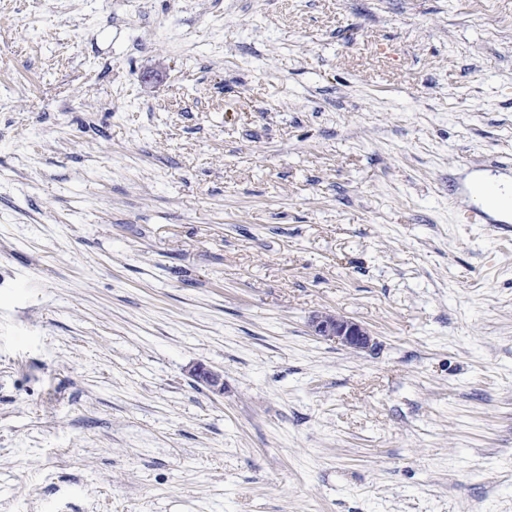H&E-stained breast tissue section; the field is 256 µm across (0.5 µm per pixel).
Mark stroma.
Listing matches in <instances>:
<instances>
[{
  "instance_id": "stroma-1",
  "label": "stroma",
  "mask_w": 512,
  "mask_h": 512,
  "mask_svg": "<svg viewBox=\"0 0 512 512\" xmlns=\"http://www.w3.org/2000/svg\"><path fill=\"white\" fill-rule=\"evenodd\" d=\"M497 161L512 0H0V512H512ZM310 328L313 335L354 351H366L372 347V336L365 327L336 313L322 311L314 314Z\"/></svg>"
}]
</instances>
